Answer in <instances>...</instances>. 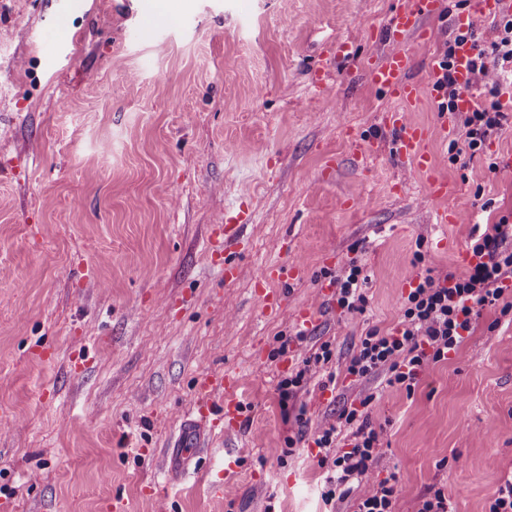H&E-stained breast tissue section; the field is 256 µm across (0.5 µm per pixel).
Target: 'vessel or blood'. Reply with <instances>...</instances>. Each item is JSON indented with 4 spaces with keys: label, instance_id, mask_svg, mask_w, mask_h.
Masks as SVG:
<instances>
[{
    "label": "vessel or blood",
    "instance_id": "b4317fda",
    "mask_svg": "<svg viewBox=\"0 0 512 512\" xmlns=\"http://www.w3.org/2000/svg\"><path fill=\"white\" fill-rule=\"evenodd\" d=\"M512 0H473L472 11L460 14L456 24L465 28L472 24L474 15L487 18L500 15ZM438 11V0H411L410 4L397 11L390 19L385 31L392 49L372 63L368 70L371 81L384 90L392 103L384 115V124L395 134L394 153L401 162L411 163L422 174L433 195L442 196L447 192L446 185L437 179L431 157L425 149L430 136L429 129L421 124L410 122L406 117L407 106L414 103L422 92L418 82L409 76L412 58L405 48L406 42L427 43L430 32L424 21ZM327 53L337 70L348 71L354 62L355 53L348 42L336 41L327 48ZM475 53L472 42L459 45L455 53L453 76L460 89L457 109L471 110L474 104L473 82L470 61ZM252 218L248 207H240L235 223L227 224L210 233V250L224 259V278L232 281L238 276V266L234 261L242 244L243 230ZM303 265L291 262L266 267L255 284L254 292L259 298L263 313L276 314L285 299L283 288L290 281L303 276ZM279 283V290H269V283ZM220 413L224 421V433L231 436L240 430L243 403L240 399V378L236 372L224 371L209 375L199 386L197 418L193 428L206 427L213 413Z\"/></svg>",
    "mask_w": 512,
    "mask_h": 512
}]
</instances>
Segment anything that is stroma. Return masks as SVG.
I'll return each mask as SVG.
<instances>
[{
	"instance_id": "35a3bbf8",
	"label": "stroma",
	"mask_w": 512,
	"mask_h": 512,
	"mask_svg": "<svg viewBox=\"0 0 512 512\" xmlns=\"http://www.w3.org/2000/svg\"><path fill=\"white\" fill-rule=\"evenodd\" d=\"M406 2L180 0L158 19L153 0H0V512H354L356 495L323 501L317 448L288 439L368 395L380 442L365 484L395 474L396 512L438 489L451 512H488L512 477L511 319L481 311L410 390L381 371L344 374L367 330L398 325L410 281L461 274L475 225L512 213V86H477L503 119L476 154L441 94L410 108L433 132L446 196L395 159L390 102L366 69ZM469 7L441 0L432 40L408 43L414 81L427 83ZM339 39L358 58L346 73L326 52ZM244 200L248 246L228 282L207 239ZM443 208L453 221L435 223ZM329 250L337 267L363 266L364 312L323 304ZM286 258L308 270L288 310H320L300 341L288 310L263 316L253 292ZM280 335L296 367L331 342L334 387L315 375L281 407ZM227 369L241 376L243 428L202 432L182 465L196 381ZM231 448L242 468L228 480Z\"/></svg>"
}]
</instances>
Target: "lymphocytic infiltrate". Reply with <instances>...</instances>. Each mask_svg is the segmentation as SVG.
Wrapping results in <instances>:
<instances>
[{
  "label": "lymphocytic infiltrate",
  "mask_w": 512,
  "mask_h": 512,
  "mask_svg": "<svg viewBox=\"0 0 512 512\" xmlns=\"http://www.w3.org/2000/svg\"><path fill=\"white\" fill-rule=\"evenodd\" d=\"M497 39L491 51H478L470 61L474 77L483 79L490 92H497L502 81L512 77V16L496 21ZM512 238V221L500 218L491 231L474 240L471 250L475 265L460 276L425 274L410 284L403 300L401 320L387 333L368 330L346 364V373L361 379L383 370L388 385L412 387L419 374L432 363L447 360L457 351L473 328L480 309L499 307L501 315L512 313V302L504 301V282L512 278V250L505 242ZM360 265L349 264L333 275L336 303L347 313L364 312L367 298ZM333 357L330 343L306 358L301 368L289 372L278 383L281 402L296 399L315 374L327 368ZM369 399L344 410L338 423L321 427L313 442L319 463L333 470L321 496L330 502L347 496L350 481L361 480L375 456L379 435L368 422ZM350 432V449L336 453L342 430Z\"/></svg>",
  "instance_id": "f902f5d3"
}]
</instances>
